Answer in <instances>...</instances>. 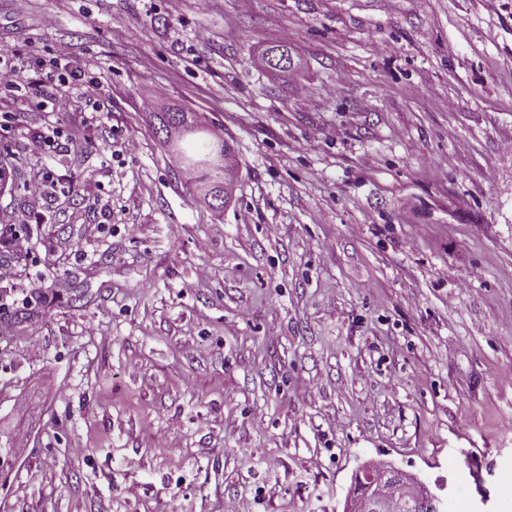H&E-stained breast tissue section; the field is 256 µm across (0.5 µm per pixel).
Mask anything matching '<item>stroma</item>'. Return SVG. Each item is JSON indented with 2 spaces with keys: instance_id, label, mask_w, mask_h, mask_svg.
<instances>
[{
  "instance_id": "1",
  "label": "stroma",
  "mask_w": 512,
  "mask_h": 512,
  "mask_svg": "<svg viewBox=\"0 0 512 512\" xmlns=\"http://www.w3.org/2000/svg\"><path fill=\"white\" fill-rule=\"evenodd\" d=\"M61 42L92 95L0 97V224L33 242L0 253V512H341L367 462L512 512V0H0L11 61ZM159 89L233 144L223 213Z\"/></svg>"
}]
</instances>
